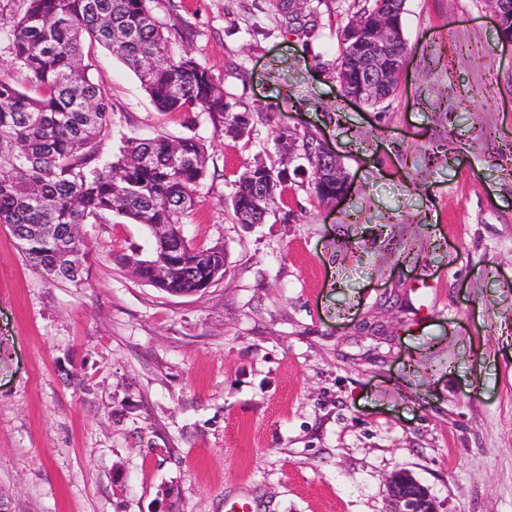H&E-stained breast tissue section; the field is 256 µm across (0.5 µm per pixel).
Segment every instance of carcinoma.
<instances>
[{"instance_id":"cac0c4a2","label":"carcinoma","mask_w":512,"mask_h":512,"mask_svg":"<svg viewBox=\"0 0 512 512\" xmlns=\"http://www.w3.org/2000/svg\"><path fill=\"white\" fill-rule=\"evenodd\" d=\"M9 28L17 64L30 78L25 90L0 78V224L12 230L26 261L47 281L84 284V225L117 213L134 224H166L179 259L161 290L187 296L205 290L209 262L224 265V247L198 246L185 237L183 218L196 206L208 173V151L194 137H129L109 160L97 146L110 133L112 96L90 76L99 45L138 77L164 115L206 112L237 134L238 114L224 90L188 55L174 56L151 0H25ZM277 24L307 36L319 23L314 7L303 17L272 0ZM254 186L239 177L231 198L234 220L262 224L273 199L243 210L239 200Z\"/></svg>"}]
</instances>
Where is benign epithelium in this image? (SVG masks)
<instances>
[{
    "label": "benign epithelium",
    "mask_w": 512,
    "mask_h": 512,
    "mask_svg": "<svg viewBox=\"0 0 512 512\" xmlns=\"http://www.w3.org/2000/svg\"><path fill=\"white\" fill-rule=\"evenodd\" d=\"M404 5L405 0H381L373 12L357 14L349 20L345 41L351 43L355 56L351 70L339 80L347 99L368 106L383 98L404 71L407 54L391 50L404 42L402 27L396 24ZM319 144L314 175L336 177V192L331 201L337 202L346 196L350 180L327 143L321 140ZM387 488L389 512H436L425 488L399 472L388 478Z\"/></svg>",
    "instance_id": "7a95c632"
}]
</instances>
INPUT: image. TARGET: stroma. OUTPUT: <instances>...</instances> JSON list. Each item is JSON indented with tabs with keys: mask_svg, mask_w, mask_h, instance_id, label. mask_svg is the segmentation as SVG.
Wrapping results in <instances>:
<instances>
[{
	"mask_svg": "<svg viewBox=\"0 0 512 512\" xmlns=\"http://www.w3.org/2000/svg\"><path fill=\"white\" fill-rule=\"evenodd\" d=\"M285 33L269 0H151L172 49L248 114V135L156 111L104 48L95 80L123 139L200 138L208 174L184 233L223 244L193 296L134 277L143 226L85 227L83 286L43 280L0 224V512H386L404 471L438 512H512V45L486 0H406L408 64L369 108L342 96L358 0H314ZM0 76L26 77L5 36ZM324 139L352 183L318 201L307 161L266 223L227 207L275 134Z\"/></svg>",
	"mask_w": 512,
	"mask_h": 512,
	"instance_id": "35a3bbf8",
	"label": "stroma"
}]
</instances>
